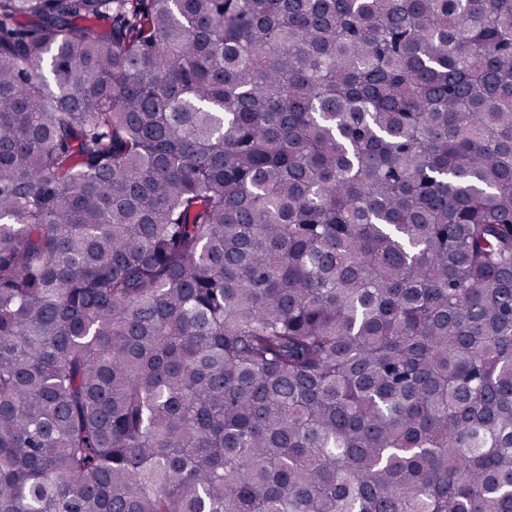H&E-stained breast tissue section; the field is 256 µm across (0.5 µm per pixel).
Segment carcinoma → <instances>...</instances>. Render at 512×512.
Here are the masks:
<instances>
[{"label":"carcinoma","instance_id":"carcinoma-1","mask_svg":"<svg viewBox=\"0 0 512 512\" xmlns=\"http://www.w3.org/2000/svg\"><path fill=\"white\" fill-rule=\"evenodd\" d=\"M0 512H512V0H0Z\"/></svg>","mask_w":512,"mask_h":512}]
</instances>
